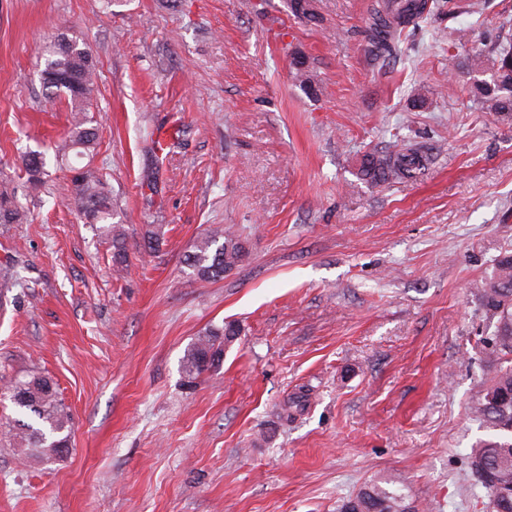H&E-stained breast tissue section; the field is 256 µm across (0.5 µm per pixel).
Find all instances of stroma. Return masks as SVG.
I'll return each instance as SVG.
<instances>
[{
	"instance_id": "1",
	"label": "stroma",
	"mask_w": 512,
	"mask_h": 512,
	"mask_svg": "<svg viewBox=\"0 0 512 512\" xmlns=\"http://www.w3.org/2000/svg\"><path fill=\"white\" fill-rule=\"evenodd\" d=\"M372 2L318 0L310 26L286 0H0V181L68 132L39 52L77 39L98 64L91 167L126 244L115 267L52 159L0 224V388L50 376L72 434L40 463L0 442V512H338L371 481L493 512L469 478L470 404L477 287L512 253V122L448 60L512 42V0H455L385 63ZM398 137L432 147L429 173L361 180ZM217 228L248 257L201 281L185 258ZM228 321L220 366L187 378V345Z\"/></svg>"
}]
</instances>
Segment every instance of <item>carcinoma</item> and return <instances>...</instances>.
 I'll return each instance as SVG.
<instances>
[{
	"label": "carcinoma",
	"instance_id": "cac0c4a2",
	"mask_svg": "<svg viewBox=\"0 0 512 512\" xmlns=\"http://www.w3.org/2000/svg\"><path fill=\"white\" fill-rule=\"evenodd\" d=\"M290 11L310 23L319 21L317 0H287ZM430 14L427 0H374L366 29L369 53L386 60L400 49L401 33L417 26ZM467 70L475 75L472 96L486 112L512 119V46L496 51L490 79H481L486 64L481 54L465 58ZM96 60L85 44L62 37L44 49L41 80L46 95L63 97L74 112V123L55 150V160L74 155L92 159L97 152V134L90 127L87 112L95 95ZM434 161L429 146L406 139L383 153L363 155L359 175L373 183L416 180L426 176ZM46 157L30 151L22 159L26 183L37 186L45 174ZM74 202L88 224H104L112 239V261L123 264L124 231L112 222V197L89 166L72 168ZM18 188L0 185V224L21 219L16 204ZM248 255L244 242L233 232L213 231L194 246L189 258L193 275L203 281H216L242 265ZM480 305L491 329L484 342L487 376L472 402L471 412L487 432L472 448L469 470L472 485L491 497L493 512H512V254H503L493 265L491 275L477 286ZM239 336L234 323L209 327L187 346L182 358L185 375L195 379L219 366L224 348ZM3 395L20 412L37 418L33 426L21 420L6 425L4 435L30 460H48L69 447L70 415L57 396L53 380L33 373L25 380L8 385ZM340 512H419L415 501L400 487L377 482L364 485L340 505Z\"/></svg>",
	"mask_w": 512,
	"mask_h": 512
}]
</instances>
